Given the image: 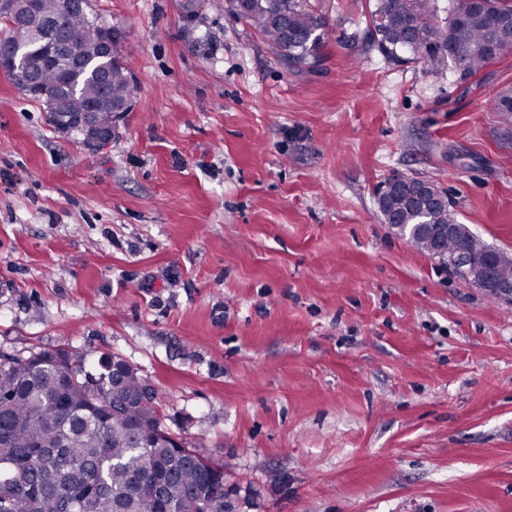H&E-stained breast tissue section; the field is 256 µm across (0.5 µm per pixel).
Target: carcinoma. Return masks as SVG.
Listing matches in <instances>:
<instances>
[{"instance_id":"obj_1","label":"carcinoma","mask_w":512,"mask_h":512,"mask_svg":"<svg viewBox=\"0 0 512 512\" xmlns=\"http://www.w3.org/2000/svg\"><path fill=\"white\" fill-rule=\"evenodd\" d=\"M224 11L257 32L293 65L317 60L325 22L307 0H224ZM512 14V0H376L370 33L383 54L401 53L430 71L455 68L477 74L496 59L489 42L494 23ZM7 42L25 57L10 79L20 89L35 81L55 130L83 134L65 125L66 114L100 110L130 101L136 80L122 62L123 41L110 53L101 36L111 24L67 5L38 0V11L22 9L5 25ZM62 34L63 56L80 64L62 71L44 56ZM399 223L413 225L407 243L427 253L429 225L436 215L398 204ZM117 372H112V362ZM99 372L85 369L83 356L58 349L28 358L0 360V512H225L231 508L220 467L197 455L162 446L165 433L158 405L139 396L147 381L123 360L99 358ZM125 400L121 410L98 395ZM20 483L30 491L15 493Z\"/></svg>"}]
</instances>
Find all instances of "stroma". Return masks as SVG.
<instances>
[{
	"label": "stroma",
	"instance_id": "stroma-1",
	"mask_svg": "<svg viewBox=\"0 0 512 512\" xmlns=\"http://www.w3.org/2000/svg\"><path fill=\"white\" fill-rule=\"evenodd\" d=\"M91 0L137 80L97 151L0 74V359L142 371L236 512H512V301L393 234V173L512 252V54L463 79L388 58L375 0H309L294 66L224 11Z\"/></svg>",
	"mask_w": 512,
	"mask_h": 512
}]
</instances>
